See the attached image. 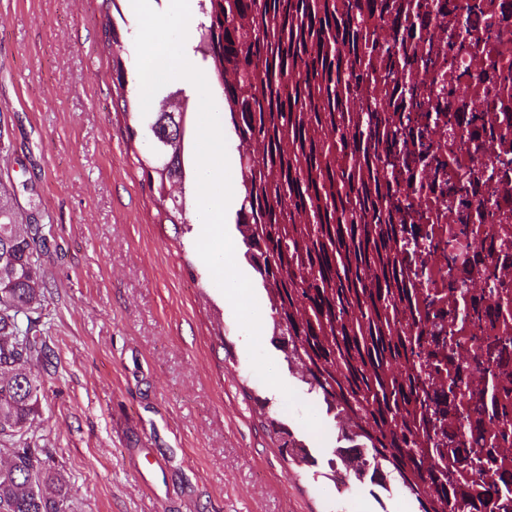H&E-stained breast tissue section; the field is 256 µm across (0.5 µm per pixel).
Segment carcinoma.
<instances>
[{
    "label": "carcinoma",
    "instance_id": "obj_1",
    "mask_svg": "<svg viewBox=\"0 0 512 512\" xmlns=\"http://www.w3.org/2000/svg\"><path fill=\"white\" fill-rule=\"evenodd\" d=\"M115 0H101L102 49L127 126V149L152 142L137 157L154 188L161 220L190 230L183 204L167 187L187 178V111L168 116L130 108L117 32ZM200 55L227 104L238 145L242 202L236 229L239 257L251 266L270 303L272 338L288 371L327 407L340 435L339 468L356 464L399 486L418 512H465L468 501L449 491L448 468L431 454L473 464L462 448H426L430 422L425 381L410 362L424 328L402 327L409 300L392 270L396 235L380 202L360 184L359 171L378 173L376 138L392 134L375 103L355 106L359 80L391 77L411 63L403 47L373 68L364 31L372 0H197ZM40 225L24 219L15 191L0 184V512H67L64 476L46 467L25 435L41 414L40 368L50 362L47 337L34 314L45 294L38 264ZM261 423L281 456L336 481L270 399L254 397ZM484 512L508 507L512 471L483 467Z\"/></svg>",
    "mask_w": 512,
    "mask_h": 512
}]
</instances>
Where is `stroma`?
I'll use <instances>...</instances> for the list:
<instances>
[{"label":"stroma","mask_w":512,"mask_h":512,"mask_svg":"<svg viewBox=\"0 0 512 512\" xmlns=\"http://www.w3.org/2000/svg\"><path fill=\"white\" fill-rule=\"evenodd\" d=\"M100 0H0V182L41 204L57 354L28 435L70 487L68 512H383L289 464L254 395L301 409L254 372L196 251L160 223L127 155Z\"/></svg>","instance_id":"1"}]
</instances>
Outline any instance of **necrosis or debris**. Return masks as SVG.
<instances>
[{"mask_svg": "<svg viewBox=\"0 0 512 512\" xmlns=\"http://www.w3.org/2000/svg\"><path fill=\"white\" fill-rule=\"evenodd\" d=\"M426 2L409 40L416 65L400 80L425 109L390 111L405 145L374 143L397 226L392 251L413 297L400 316L425 327L412 365L429 376L443 445L495 447L512 469V88L483 109L498 80L492 64L512 51V0H481L468 15L457 0ZM452 31L479 46L452 53ZM463 171L465 191H449Z\"/></svg>", "mask_w": 512, "mask_h": 512, "instance_id": "4bbe7bcc", "label": "necrosis or debris"}]
</instances>
